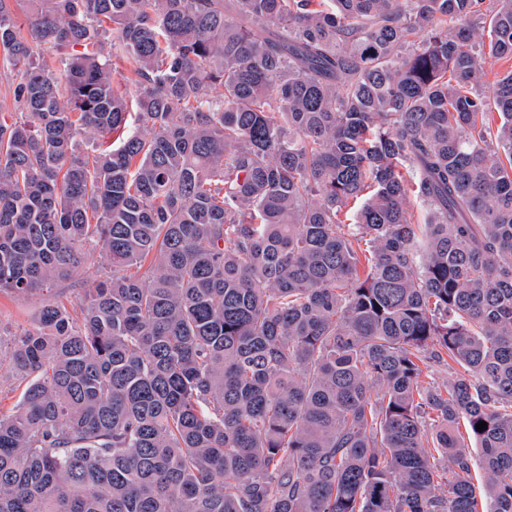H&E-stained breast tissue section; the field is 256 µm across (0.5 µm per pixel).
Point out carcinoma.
<instances>
[{"label": "carcinoma", "instance_id": "1", "mask_svg": "<svg viewBox=\"0 0 512 512\" xmlns=\"http://www.w3.org/2000/svg\"><path fill=\"white\" fill-rule=\"evenodd\" d=\"M483 2L0 0V293L108 270L10 339L0 512H512Z\"/></svg>", "mask_w": 512, "mask_h": 512}]
</instances>
